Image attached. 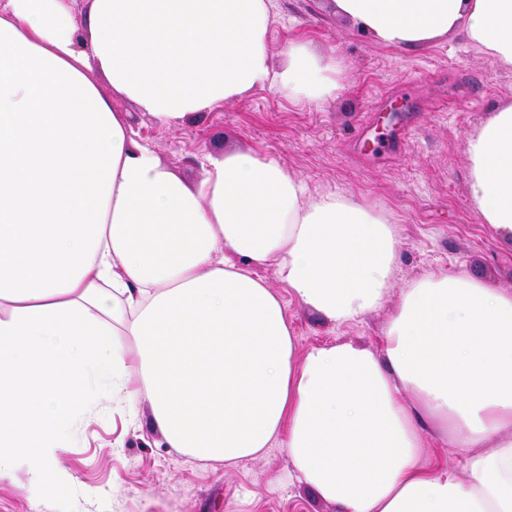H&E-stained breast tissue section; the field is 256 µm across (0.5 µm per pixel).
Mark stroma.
Masks as SVG:
<instances>
[{
  "mask_svg": "<svg viewBox=\"0 0 512 512\" xmlns=\"http://www.w3.org/2000/svg\"><path fill=\"white\" fill-rule=\"evenodd\" d=\"M274 64L301 40L335 56L340 84L317 106L266 88L185 121L165 124L133 102L116 111L140 142L184 182L202 176V153L251 151L277 160L308 189L336 190L393 215L398 233L394 286L381 307L335 324L300 306L285 288L298 354L342 340L384 350L382 329L404 282L464 270L512 289V242L475 213L464 143L495 107L512 100V67L456 35L393 49L325 13L321 0H272ZM404 110L390 118L394 103ZM131 424L123 402L100 400L71 438L67 493L34 498L23 470L0 475V512H336L292 475L286 453L269 448L235 464L204 462L166 446L140 405Z\"/></svg>",
  "mask_w": 512,
  "mask_h": 512,
  "instance_id": "1",
  "label": "stroma"
}]
</instances>
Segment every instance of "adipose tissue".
Listing matches in <instances>:
<instances>
[{"instance_id": "obj_1", "label": "adipose tissue", "mask_w": 512, "mask_h": 512, "mask_svg": "<svg viewBox=\"0 0 512 512\" xmlns=\"http://www.w3.org/2000/svg\"><path fill=\"white\" fill-rule=\"evenodd\" d=\"M326 9L388 47L461 31L512 66V0ZM274 22L270 0H91L82 22L68 0H0V474L64 492L76 423L119 395L204 460L283 448L337 512H512V291L434 272L401 287L382 353L297 354L256 268L333 323L361 319L392 286L390 216L249 151L203 155L187 185L112 106L178 123L259 87L335 96V59L307 43L274 67ZM465 150L481 223L512 241V101ZM428 430L464 476L421 467Z\"/></svg>"}]
</instances>
